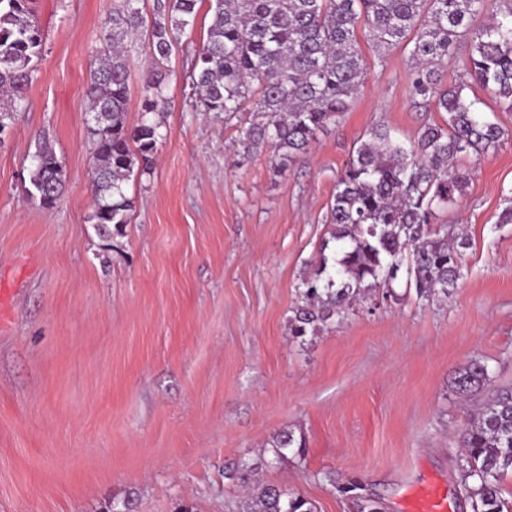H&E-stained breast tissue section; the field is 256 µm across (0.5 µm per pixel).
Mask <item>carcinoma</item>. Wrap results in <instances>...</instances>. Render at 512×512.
Segmentation results:
<instances>
[{"mask_svg": "<svg viewBox=\"0 0 512 512\" xmlns=\"http://www.w3.org/2000/svg\"><path fill=\"white\" fill-rule=\"evenodd\" d=\"M143 0H113L101 24L107 54L86 88L87 124L93 146V224L105 239L129 223L132 202L125 186L136 162H149L163 138L159 117L166 111L168 73L161 69L177 35L194 24L203 3L211 22L194 53L191 98L201 112L230 121L245 112L240 153L270 148L278 165L305 153L317 132L349 111L365 83L361 43L378 54L399 45L409 49L414 97L446 113L443 123H424L413 141L396 139L385 126L358 140L336 174L330 205L329 241L313 272L296 284L301 304L289 318V333L316 335L324 324L344 318L361 303L378 306L395 297L394 283L418 298L448 295L463 277L470 240L440 214L458 206L470 174L465 158L499 146L505 130L486 119L463 91L471 84L512 112V0H153L147 21ZM34 0H0V127L15 120L32 80L43 36ZM145 30L151 61L139 118L129 124L130 66L127 38ZM467 41L459 81L445 85L441 72L456 44ZM65 174L45 144L34 155L29 199L45 208L50 192L61 197ZM486 391L460 435L465 453L464 489L472 512H504L502 481L512 474V387L494 386L487 366L472 360L459 370L455 392ZM247 460L224 478L246 492V512H312L311 503L258 477Z\"/></svg>", "mask_w": 512, "mask_h": 512, "instance_id": "1", "label": "carcinoma"}]
</instances>
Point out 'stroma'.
<instances>
[{
  "label": "stroma",
  "instance_id": "stroma-1",
  "mask_svg": "<svg viewBox=\"0 0 512 512\" xmlns=\"http://www.w3.org/2000/svg\"><path fill=\"white\" fill-rule=\"evenodd\" d=\"M112 0H35L43 50L0 136V512H243L224 478L242 459L314 512H408L423 488L472 512L459 436L482 395L454 388L468 362L512 384V112L464 91L506 131L465 160L448 223L471 246L464 277L436 300L407 292L357 306L316 336L290 335L298 277L329 224L336 174L383 125L403 140L441 121L413 97L407 50L366 51L351 110L287 169L271 150L237 152L236 123L193 111L189 74L211 16L199 11L166 63L169 108L148 172L126 192L130 220L101 238L92 213L85 89ZM48 142L66 174L54 208L29 200ZM283 431L302 455L275 461Z\"/></svg>",
  "mask_w": 512,
  "mask_h": 512
}]
</instances>
